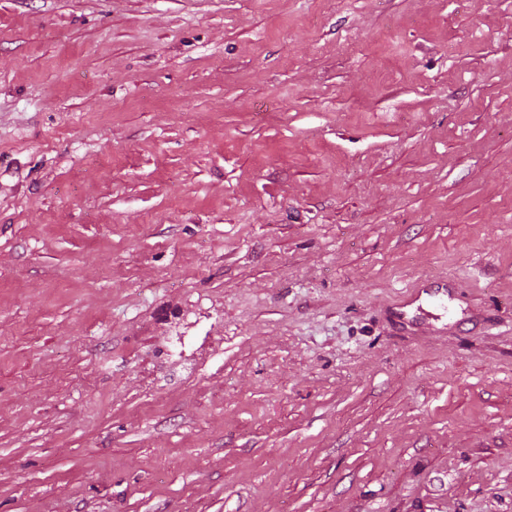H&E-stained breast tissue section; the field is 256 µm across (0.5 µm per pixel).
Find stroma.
I'll list each match as a JSON object with an SVG mask.
<instances>
[{
  "mask_svg": "<svg viewBox=\"0 0 512 512\" xmlns=\"http://www.w3.org/2000/svg\"><path fill=\"white\" fill-rule=\"evenodd\" d=\"M0 512H512V0H0ZM423 294L437 298L440 301L441 307L444 310H447V305H445V298L446 300L448 298L446 286H438L436 291L431 293L427 291L417 293L416 289H409L403 295L401 300V307L399 308V315L402 319L415 324L420 323L424 315V309L420 302ZM414 304L416 305L411 311L404 310L405 308L413 306Z\"/></svg>",
  "mask_w": 512,
  "mask_h": 512,
  "instance_id": "stroma-1",
  "label": "stroma"
}]
</instances>
